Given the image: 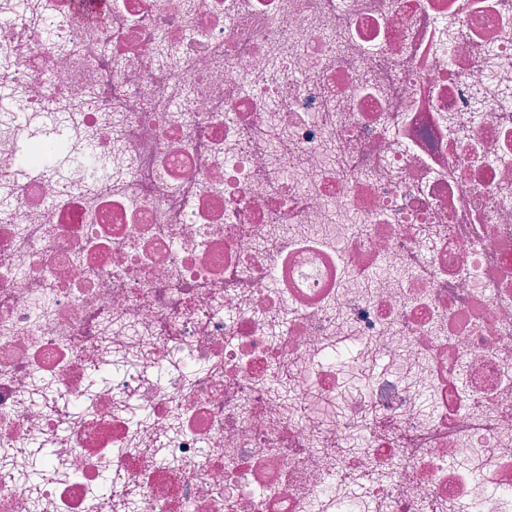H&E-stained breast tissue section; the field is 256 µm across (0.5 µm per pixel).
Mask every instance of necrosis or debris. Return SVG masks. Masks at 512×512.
<instances>
[{"label": "necrosis or debris", "instance_id": "necrosis-or-debris-1", "mask_svg": "<svg viewBox=\"0 0 512 512\" xmlns=\"http://www.w3.org/2000/svg\"><path fill=\"white\" fill-rule=\"evenodd\" d=\"M32 3L0 0V512H114L107 471L133 512H512V0ZM308 403L304 408L298 410V421H305L308 418H318L328 422L333 414V405L330 401L318 396L314 389H309Z\"/></svg>", "mask_w": 512, "mask_h": 512}]
</instances>
